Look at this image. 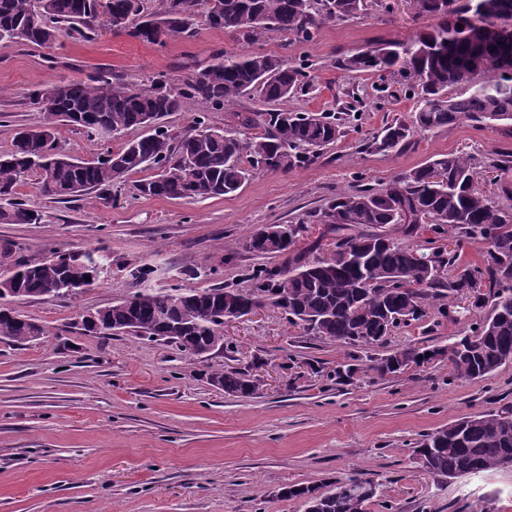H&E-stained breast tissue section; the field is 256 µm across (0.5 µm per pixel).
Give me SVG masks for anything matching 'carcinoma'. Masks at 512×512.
Masks as SVG:
<instances>
[{
  "mask_svg": "<svg viewBox=\"0 0 512 512\" xmlns=\"http://www.w3.org/2000/svg\"><path fill=\"white\" fill-rule=\"evenodd\" d=\"M21 0H0V41L51 48L61 33L90 40L101 30L124 20L130 37L160 44L169 36L189 37L198 23L201 6L206 24L256 42L268 30L309 40L328 22L345 20L366 6V0H163V9L149 13L145 0H33L43 11L27 13ZM420 11L434 20L430 30L405 42H387L359 49L342 66L356 72L385 71L410 84L417 97L412 124L396 121L385 126L368 147L386 152L413 135L454 125L462 120L512 122V41L494 29L512 28V0H419ZM306 73L281 57L251 52H220L190 70L182 86L173 88L159 75L148 84L129 89L112 84L97 73L87 81L66 85L65 96L53 102L59 121L116 135L129 129L148 133L109 151L94 161L57 156L53 184L47 196L66 200L88 193L109 199L112 182L153 169L155 174L134 181L139 195L165 199H208L236 193L260 170H288L308 164L342 136L338 118L326 112H295L288 100L305 90ZM459 90L448 94L446 90ZM242 97L256 99L263 108L237 112L239 131L226 135L194 118L190 129L172 135L160 121L183 108L187 100L223 107ZM54 148L39 139L37 127L19 129L12 148L0 154V224H40L41 211L19 196L18 186L39 171L44 152ZM478 159L448 153L426 165L399 174L377 189L368 185L330 198L308 215V223L323 231L307 246L297 245L304 224H292L288 246L266 248V227L256 229L245 248L256 256L283 258L274 267L259 266L249 274L250 285L235 288L222 282L208 288L155 289L145 285L152 274L146 264L118 265L137 286L129 296L94 310L110 329L141 340L165 334L163 340L187 357L191 346L207 349L224 339V299L236 300L240 315L269 301L287 314L288 323L303 332L346 347H382L390 326L398 319L419 321L426 307L448 315L451 298L473 287L480 306L490 314L472 324L470 332L448 344V363L456 379L474 380L512 362V208L494 204L474 184ZM438 168L442 179H429ZM450 236L481 240L487 245L482 276L473 284L464 277L445 280L441 272L455 265L457 254L440 245L402 244L388 229L414 238L428 225ZM336 252L317 257L324 242ZM4 282L13 285L5 304L54 299L68 288L94 284L97 272L71 257L53 262L29 260L0 250ZM90 281H85V277ZM46 334L38 322L13 312L0 314V337L20 346ZM466 340L468 353L453 354L456 342ZM409 351L372 358L380 375L398 373L395 364ZM224 392L249 397L258 386L242 371L211 374ZM461 440L437 443L444 429L423 436L416 454L430 474L440 477L468 470L473 473L502 468L512 456V409L464 417ZM373 481L361 478L282 488L285 498L318 497L320 512H359L376 497Z\"/></svg>",
  "mask_w": 512,
  "mask_h": 512,
  "instance_id": "obj_1",
  "label": "carcinoma"
}]
</instances>
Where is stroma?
Instances as JSON below:
<instances>
[{"label": "stroma", "instance_id": "1", "mask_svg": "<svg viewBox=\"0 0 512 512\" xmlns=\"http://www.w3.org/2000/svg\"><path fill=\"white\" fill-rule=\"evenodd\" d=\"M423 25L415 0L390 9L367 0L366 10L326 24L308 42L269 31L247 46L204 24L161 45L121 31L80 42L64 35L50 48L0 41V151L10 149L16 128L43 123L34 92L100 71L129 88L155 74L180 81L187 63L247 47L304 68L309 87L288 109L347 115L343 137L317 162L258 172L236 193L202 201L139 196L125 181L110 202L93 195L57 202L41 196L29 174L19 192L43 221L0 224V248L13 245L33 260L105 247L116 259L148 262L152 288L220 281L243 288L254 267L279 263L246 250L257 227L297 221L361 184L386 186L441 154L479 158V187L512 207L495 169L512 156L510 122L421 132L389 153L364 147L386 123L410 121L416 99L400 79L350 71L341 61L371 43L407 40ZM257 107L242 98L207 110L188 100L165 124L182 131L203 111L210 126L230 130L232 112ZM138 135L131 129L103 142L62 124L54 130L59 149L85 161ZM131 289L115 271L77 297L18 304L47 333L23 347L0 339V512H305L302 500L281 497L283 486L350 477L378 484L368 512H472L480 501L512 512V468L448 480L427 473L413 451L421 435L454 420L512 407V362L469 381L453 379L444 357L383 376L360 352L352 377L340 381L335 369L346 347L305 335L270 304L226 322L224 349L200 360L172 345L82 330V314ZM453 305V318L432 308L398 328L384 352L447 344L490 313L463 295ZM214 370L248 372L259 390L226 394L211 385Z\"/></svg>", "mask_w": 512, "mask_h": 512}]
</instances>
